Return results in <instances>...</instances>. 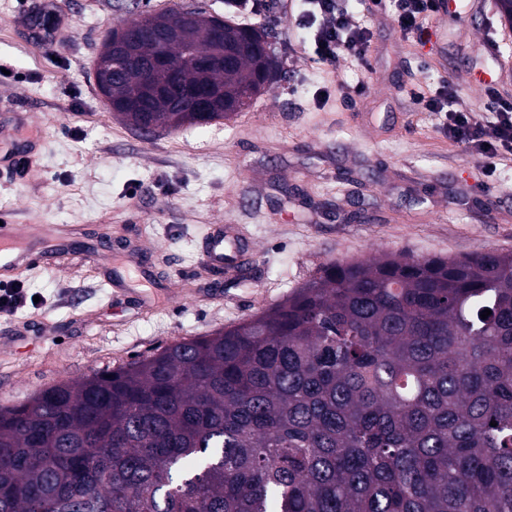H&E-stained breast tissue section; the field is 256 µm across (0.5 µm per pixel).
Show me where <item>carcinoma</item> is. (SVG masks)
Returning <instances> with one entry per match:
<instances>
[{"label":"carcinoma","mask_w":512,"mask_h":512,"mask_svg":"<svg viewBox=\"0 0 512 512\" xmlns=\"http://www.w3.org/2000/svg\"><path fill=\"white\" fill-rule=\"evenodd\" d=\"M242 32L268 36L224 21ZM211 46L119 61L112 92L156 129L228 120L188 111ZM274 71L264 42L207 81L241 112ZM0 512H512V252L332 260L260 314L0 411Z\"/></svg>","instance_id":"cac0c4a2"}]
</instances>
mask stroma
<instances>
[{"mask_svg": "<svg viewBox=\"0 0 512 512\" xmlns=\"http://www.w3.org/2000/svg\"><path fill=\"white\" fill-rule=\"evenodd\" d=\"M278 62L274 81L230 120L145 133L103 103L95 62L113 25L224 0H0V159L35 142L29 170L0 162V211L23 224L73 229L89 251L107 239L139 255L120 295L111 269L67 261L18 274L37 306L0 314V401L14 407L56 383L113 369L155 349L208 336L258 314L340 259L404 252L419 258L512 251V161L495 175L449 141L439 117L417 111L412 84L452 78L466 104L482 91L456 77L472 60L451 20L410 39L390 15L368 19L369 66L345 59L334 82L288 30L292 0H262ZM53 12L50 33L31 16ZM367 87L355 109L339 96ZM330 85L332 100L314 93ZM231 224L253 245L250 275L228 279L201 263L211 225Z\"/></svg>", "mask_w": 512, "mask_h": 512, "instance_id": "stroma-1", "label": "stroma"}]
</instances>
